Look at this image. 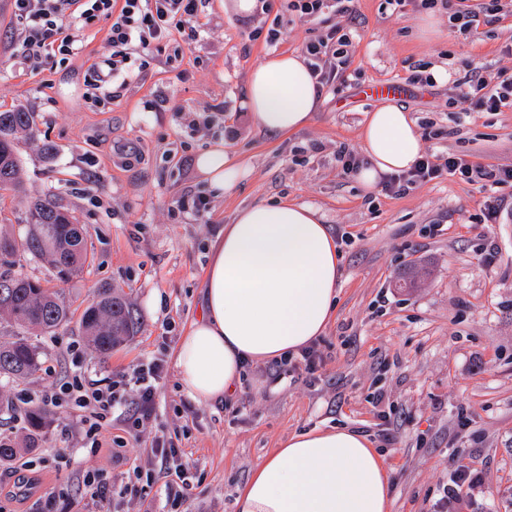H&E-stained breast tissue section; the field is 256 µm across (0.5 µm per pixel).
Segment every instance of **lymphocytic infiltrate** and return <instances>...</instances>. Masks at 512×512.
Returning <instances> with one entry per match:
<instances>
[{"instance_id":"f902f5d3","label":"lymphocytic infiltrate","mask_w":512,"mask_h":512,"mask_svg":"<svg viewBox=\"0 0 512 512\" xmlns=\"http://www.w3.org/2000/svg\"><path fill=\"white\" fill-rule=\"evenodd\" d=\"M205 4L206 0H13L14 13L26 33L21 50L30 61L49 53L75 55L79 49L76 30L97 17L110 20L106 44L112 50V59L106 69L94 71L92 87L96 90L109 89L126 77L129 53L150 56L154 43H168L174 56H182L185 44L199 31L198 21ZM350 45L349 35L337 26L305 43L303 52L317 91L343 79L350 63ZM455 86L463 97L472 98L478 111L512 108V78L486 74L476 67L457 78ZM448 174L460 175L469 182L484 180L494 186L512 183L511 165L487 168L463 155L426 153L409 170L385 176L382 187L387 193L403 195ZM163 372V364L154 361L118 376L75 379L69 392L92 421L88 437H99L112 410L125 404L130 407L126 418L129 430L146 427L155 417L158 382ZM151 457L160 461L169 478L167 512H187L192 497L191 463L184 460L180 449L167 446L161 438L155 439ZM146 472L145 465L134 463L127 473L117 474L108 483L84 479V493L97 512H108L115 498L144 497L145 488L136 486L135 481Z\"/></svg>"}]
</instances>
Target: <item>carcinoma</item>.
<instances>
[{"instance_id":"cac0c4a2","label":"carcinoma","mask_w":512,"mask_h":512,"mask_svg":"<svg viewBox=\"0 0 512 512\" xmlns=\"http://www.w3.org/2000/svg\"><path fill=\"white\" fill-rule=\"evenodd\" d=\"M23 132L35 136L33 113L17 109L0 112V191L18 197L24 189L19 178L16 140L17 134ZM25 202L29 230L23 242L0 237V312L8 317L15 335L14 340L0 343V377L13 381L33 375L41 363L39 348L24 333L33 328L45 333L55 331L71 319V304L62 293L44 287L40 280L12 271L9 257L21 246L47 258L56 270L65 267L66 282L84 267L89 253L86 231L69 210L49 196H27ZM79 326L96 351L106 357L134 335L136 318L123 297L104 289L84 309ZM48 419L44 408L29 411L26 423L31 447H38Z\"/></svg>"}]
</instances>
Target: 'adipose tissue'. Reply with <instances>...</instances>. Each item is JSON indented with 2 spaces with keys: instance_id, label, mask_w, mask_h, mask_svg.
Returning a JSON list of instances; mask_svg holds the SVG:
<instances>
[{
  "instance_id": "obj_1",
  "label": "adipose tissue",
  "mask_w": 512,
  "mask_h": 512,
  "mask_svg": "<svg viewBox=\"0 0 512 512\" xmlns=\"http://www.w3.org/2000/svg\"><path fill=\"white\" fill-rule=\"evenodd\" d=\"M247 106L271 134L307 127L319 106L302 56L272 54L251 71ZM368 163L358 171L365 190L382 176L409 169L421 154L406 110L385 103L359 131ZM212 188L231 193L242 168L215 146L196 159ZM342 255L317 210L285 199L240 209L211 246L203 311L181 337L176 367L183 388L219 401L239 387L248 362L297 353L322 336L336 312ZM235 512H390L389 470L362 434L311 429L280 441L252 471Z\"/></svg>"
}]
</instances>
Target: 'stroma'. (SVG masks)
I'll list each match as a JSON object with an SVG mask.
<instances>
[{
	"label": "stroma",
	"instance_id": "obj_1",
	"mask_svg": "<svg viewBox=\"0 0 512 512\" xmlns=\"http://www.w3.org/2000/svg\"><path fill=\"white\" fill-rule=\"evenodd\" d=\"M224 2L208 0L203 29L178 60L170 46L154 48L147 69L109 101L85 83L88 69L111 53L108 21L83 27L69 61L46 55L34 67L18 50L12 0H0V111L35 116V137L20 135L17 144L21 180L30 196H55L73 212L89 247L83 271L64 283L46 259L24 250L15 268L62 289L78 312L99 290H121L137 319L134 336L106 358L78 321L31 332L41 367L25 380L0 381V432L22 439L21 395L57 391L80 373L103 378L154 360L165 367L151 426L135 436L109 415L111 447H85V417L74 403L49 406L44 442L32 455L65 454L34 469L40 489L26 512H91L80 477L126 471L127 461L148 458L158 436L196 464L190 512H234L237 490L281 440L336 426L367 435L384 452L391 512H433L460 466L477 476L467 512H512V187L498 188L505 206L489 225L480 183L448 175L400 196L367 193L336 157L342 147L362 151L360 125L378 104L365 86L396 83L423 152L512 164V110L473 109L453 86L472 65L512 77V6L463 32L448 23L460 0L430 10L420 0L397 9L355 0L361 25L350 32L344 79L323 92L308 127L273 136L244 104L250 71L269 54L301 53L306 41L349 20L328 12L305 22L293 18L287 0H257L258 10L240 16ZM426 17L440 24V38L421 32ZM420 66L433 82L412 81ZM191 120L197 132L187 129ZM46 144L52 157L43 154ZM215 145L244 165L225 196L211 193L196 167L198 154ZM193 196L208 197L207 212L178 208ZM282 198L314 206L342 238L336 314L318 339L323 362L314 377L274 383L256 363L232 403L196 400L179 382L175 352L200 311L208 246L239 208ZM378 389L391 406L384 420L371 402ZM383 426L393 442L379 435Z\"/></svg>",
	"mask_w": 512,
	"mask_h": 512
}]
</instances>
